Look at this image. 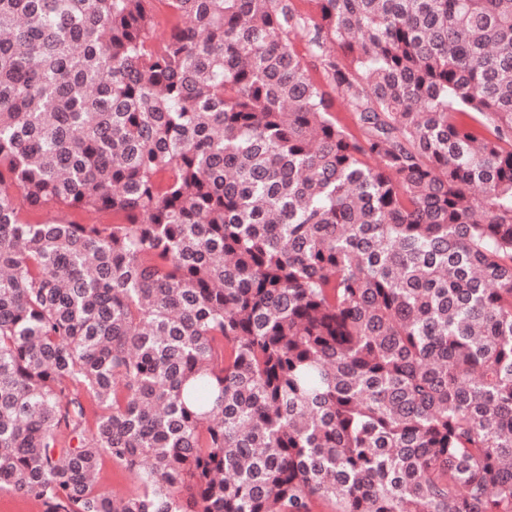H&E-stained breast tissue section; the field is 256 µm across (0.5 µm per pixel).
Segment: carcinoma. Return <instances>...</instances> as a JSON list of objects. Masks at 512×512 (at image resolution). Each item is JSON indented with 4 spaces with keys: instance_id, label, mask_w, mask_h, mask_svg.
Wrapping results in <instances>:
<instances>
[{
    "instance_id": "carcinoma-1",
    "label": "carcinoma",
    "mask_w": 512,
    "mask_h": 512,
    "mask_svg": "<svg viewBox=\"0 0 512 512\" xmlns=\"http://www.w3.org/2000/svg\"><path fill=\"white\" fill-rule=\"evenodd\" d=\"M152 2L0 0V491L512 512V0Z\"/></svg>"
}]
</instances>
